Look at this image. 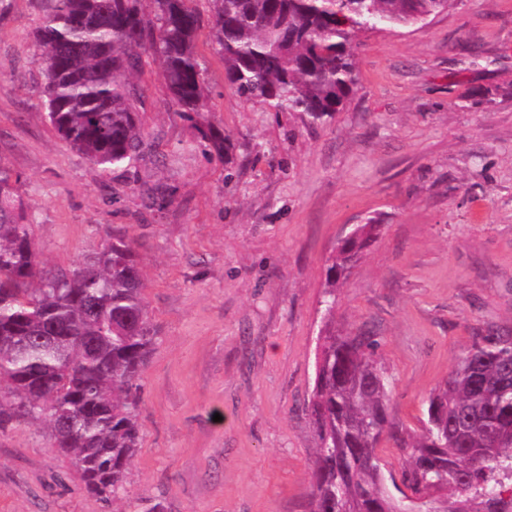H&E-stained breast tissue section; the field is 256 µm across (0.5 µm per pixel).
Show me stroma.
Here are the masks:
<instances>
[{
    "instance_id": "35a3bbf8",
    "label": "stroma",
    "mask_w": 512,
    "mask_h": 512,
    "mask_svg": "<svg viewBox=\"0 0 512 512\" xmlns=\"http://www.w3.org/2000/svg\"><path fill=\"white\" fill-rule=\"evenodd\" d=\"M0 18V163L20 177L45 269L106 232L132 238L153 350L140 375L127 499L87 492L47 426L0 430V512H309L307 411L325 324L376 341L391 422L425 400L476 332L512 331V0H455L425 22L360 33L357 90L311 126L241 97L195 0L209 110L187 119L157 63L136 81L147 155L102 170L39 110L36 0ZM229 139L209 154L198 129ZM377 239L322 304L338 241Z\"/></svg>"
}]
</instances>
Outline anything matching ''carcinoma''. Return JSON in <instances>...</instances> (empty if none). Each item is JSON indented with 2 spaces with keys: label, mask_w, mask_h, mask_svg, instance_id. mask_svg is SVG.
Returning <instances> with one entry per match:
<instances>
[{
  "label": "carcinoma",
  "mask_w": 512,
  "mask_h": 512,
  "mask_svg": "<svg viewBox=\"0 0 512 512\" xmlns=\"http://www.w3.org/2000/svg\"><path fill=\"white\" fill-rule=\"evenodd\" d=\"M34 31L40 100L58 136L105 169L146 147L135 81L144 56L157 61L171 102L193 117L205 107L194 0H44ZM213 43L224 77L248 100L318 125L341 111L358 85L352 43L359 33L412 26L454 0H211ZM225 138L201 131L204 149ZM379 222L370 218L338 247L327 269L326 311L336 272H347ZM134 240L107 235L100 252L47 272L32 248L19 178L0 163V429L51 428L88 489L125 495L139 443L136 389L153 343ZM369 336L326 325L309 402L317 448L310 512H395L375 448L388 428L389 382ZM403 482L431 497L447 491L453 512L497 493L512 476V334L478 333L428 397Z\"/></svg>",
  "instance_id": "obj_1"
}]
</instances>
